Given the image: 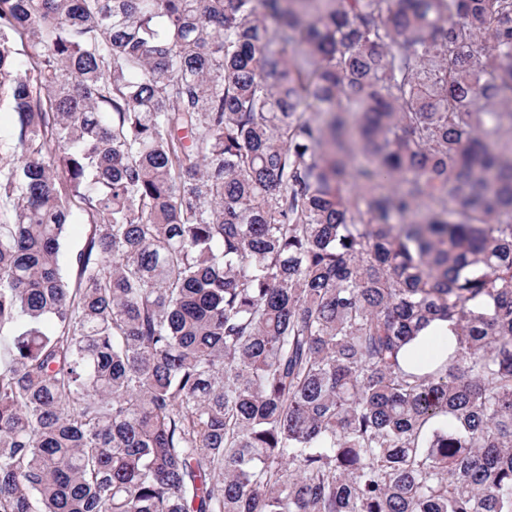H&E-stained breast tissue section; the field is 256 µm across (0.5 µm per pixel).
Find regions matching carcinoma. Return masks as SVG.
I'll return each instance as SVG.
<instances>
[{
	"instance_id": "cac0c4a2",
	"label": "carcinoma",
	"mask_w": 512,
	"mask_h": 512,
	"mask_svg": "<svg viewBox=\"0 0 512 512\" xmlns=\"http://www.w3.org/2000/svg\"><path fill=\"white\" fill-rule=\"evenodd\" d=\"M0 102V512H512V0H0ZM91 224L84 223L82 220H78L72 224L71 231L68 234L67 239L63 245L64 254V265L65 273L72 283L76 279V268L72 264V261L76 255L84 248L87 239L91 234Z\"/></svg>"
}]
</instances>
